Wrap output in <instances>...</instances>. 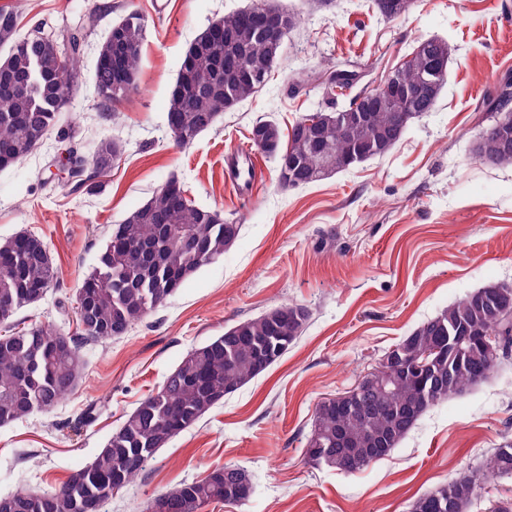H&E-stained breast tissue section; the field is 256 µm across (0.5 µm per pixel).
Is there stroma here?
<instances>
[{"mask_svg":"<svg viewBox=\"0 0 512 512\" xmlns=\"http://www.w3.org/2000/svg\"><path fill=\"white\" fill-rule=\"evenodd\" d=\"M103 0H0L22 32L38 24L81 26ZM87 32L71 108L61 124L84 145L123 148L96 191L51 177L55 140L0 170V242L29 232L49 246L59 270L46 296L13 323L78 326L76 296L112 232L169 177L195 205L237 220L240 235L126 335L83 348L76 389L52 412L0 427V492L59 486L90 463L138 403L157 391L183 357L239 321L282 304L310 313L301 336L269 370L159 449L136 481L102 512H144L156 494L207 476L217 465L244 468L253 493L200 512H410L414 500L476 469L512 437V374L501 372L431 408L383 460L358 473L315 466L304 448L315 407L372 371L385 351L423 321L487 285L512 287V165L475 157L484 96L512 74V0H418L386 20L369 0H273L297 14L282 64L256 96L224 113L186 148L174 145L165 112L184 51L212 21L251 0H110ZM146 21L136 103L101 104L94 86L98 44L129 13ZM438 37L451 54L433 112L414 119L384 156L306 187L280 188L277 164L256 153L248 189L232 172L259 119L282 130L307 112L380 85L417 41ZM360 63L352 89L294 93L295 75L327 62Z\"/></svg>","mask_w":512,"mask_h":512,"instance_id":"stroma-1","label":"stroma"}]
</instances>
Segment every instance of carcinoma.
I'll list each match as a JSON object with an SVG mask.
<instances>
[{"instance_id": "cac0c4a2", "label": "carcinoma", "mask_w": 512, "mask_h": 512, "mask_svg": "<svg viewBox=\"0 0 512 512\" xmlns=\"http://www.w3.org/2000/svg\"><path fill=\"white\" fill-rule=\"evenodd\" d=\"M416 0H371L383 18L407 14ZM245 8L215 20V24L244 50L257 66L277 70L291 34L300 24L288 14L283 39L274 41L249 21ZM146 38L142 16L133 12L112 25L97 48V57L122 53L124 86L116 89V75L109 67L95 66L94 83L103 103L130 99L139 89L141 50ZM62 50L43 49L20 36L18 17L0 8V79L23 86L31 71L34 53L40 54V78L29 91L0 92V150L15 162L29 156L44 133L58 127L70 103L72 84L78 77L82 35L60 32ZM232 49L216 44L209 30L198 34L185 50L194 81L176 77L170 91L166 125L179 147L192 144L211 129L218 118L259 93L248 77L235 71ZM436 58H449L448 42L436 38L417 42L410 58L394 73L400 89L418 86V95L406 100L402 110L364 97L341 109L318 108L300 116L288 137L276 121L252 125L263 142L262 152L278 164V184L283 189L323 180L320 156L337 161L347 171L386 154L406 133L412 119L432 111L447 74L424 80L423 70ZM357 74L329 65L318 81L326 90L346 89ZM478 111L490 123L482 128L476 158L488 166L512 164V77L503 78L496 93L483 99ZM121 145L110 138L93 144L91 157L76 156L85 167L83 183L93 189L120 157ZM241 225L218 210L196 206L186 198L184 186L171 177L143 206L132 211L112 234L99 265L86 275L77 291L83 298V317L71 335L49 325L34 324L0 336V426L35 412H51L77 386L84 369L83 346L128 333L168 297L174 295L201 267L224 256L239 237ZM193 246L180 244L182 235ZM58 277L47 244L38 237L18 234L0 243V304L12 312L31 305L36 287L52 285ZM496 286L468 292L436 316L419 324L397 343L403 360L388 368L398 383L380 392L370 379L361 378L366 394L356 409L322 400L316 405L313 429L322 447L305 448L308 461L354 473L388 456L431 407L487 381L494 372L512 363V316L501 312L493 297ZM309 311L296 304L271 308L239 322L208 343L192 349L163 382L142 399L106 446L87 466L72 472L52 490L15 491L3 497L7 510L0 512H101L114 492L143 472L156 452L180 432L192 427L224 397L237 391L277 363L302 334ZM497 336L503 347L487 353L476 343H465L454 353L460 336ZM512 476V439H506L481 460L476 472H464L432 492L418 497L411 512H468L481 490L475 479ZM250 481L245 470L218 465L205 478L182 483L157 495L147 512H198L205 504L240 502L241 481Z\"/></svg>"}]
</instances>
